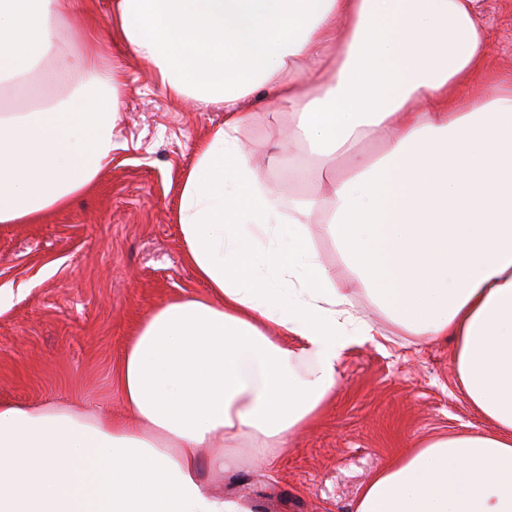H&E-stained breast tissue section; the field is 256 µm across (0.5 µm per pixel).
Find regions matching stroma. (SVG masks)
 <instances>
[{
  "mask_svg": "<svg viewBox=\"0 0 512 512\" xmlns=\"http://www.w3.org/2000/svg\"><path fill=\"white\" fill-rule=\"evenodd\" d=\"M113 0H77L58 24L77 50L126 60L118 148L94 187L34 224H0V399H77L125 415L112 368L137 325L176 296L208 295L185 262L180 188L199 144L224 122L151 82L113 42ZM489 50L512 68V0H482ZM460 391L449 341L397 336L345 352L322 417L278 455L243 452L241 467L206 474L241 492L249 512H351L366 479L416 440L487 429Z\"/></svg>",
  "mask_w": 512,
  "mask_h": 512,
  "instance_id": "stroma-1",
  "label": "stroma"
}]
</instances>
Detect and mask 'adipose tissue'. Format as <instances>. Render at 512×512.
Listing matches in <instances>:
<instances>
[{
	"instance_id": "obj_1",
	"label": "adipose tissue",
	"mask_w": 512,
	"mask_h": 512,
	"mask_svg": "<svg viewBox=\"0 0 512 512\" xmlns=\"http://www.w3.org/2000/svg\"><path fill=\"white\" fill-rule=\"evenodd\" d=\"M0 0V224H30L112 163L125 71L64 41L74 0ZM113 33L177 99L223 105L178 222L205 298L156 307L116 376L135 427L78 401H0V512H246L205 482L239 447L283 450L334 396L345 350L381 330L451 339L491 425L435 435L374 472L354 512H512V75L479 0H116ZM496 79L491 95L461 87ZM47 84L75 92L49 98ZM289 115L265 164L246 100ZM379 137L381 153L354 151ZM317 194L286 204L269 167ZM320 220L348 270L320 258Z\"/></svg>"
}]
</instances>
